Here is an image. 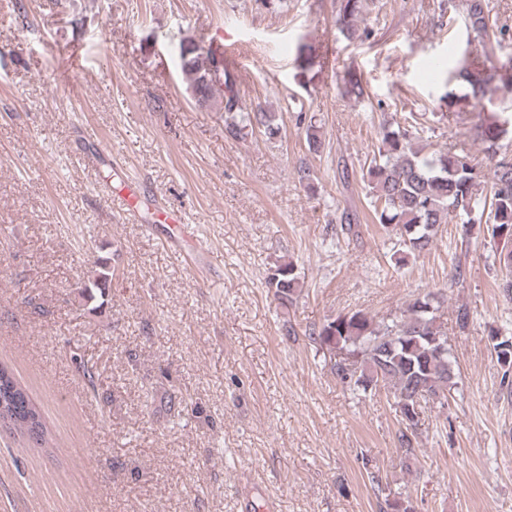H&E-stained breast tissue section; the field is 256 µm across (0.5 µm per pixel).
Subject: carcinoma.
Here are the masks:
<instances>
[{
  "label": "carcinoma",
  "mask_w": 512,
  "mask_h": 512,
  "mask_svg": "<svg viewBox=\"0 0 512 512\" xmlns=\"http://www.w3.org/2000/svg\"><path fill=\"white\" fill-rule=\"evenodd\" d=\"M365 7V0H341L336 25L343 35L352 39L356 23ZM467 27L493 55L509 31L490 16L488 0H465ZM179 66L189 77L188 90L200 106L213 100L217 88H224L221 110L224 112V134L231 139L242 137L248 128L263 127L266 136L279 133L276 115L260 109L243 108L236 88V77L226 64L224 53L203 50L192 41L179 46ZM451 88L446 92L448 104L464 100H490L512 96V59L499 67L489 68L476 60L464 61L448 77ZM308 150L317 154L322 141L316 126L300 117ZM512 137V114L481 124L475 128V138L493 160L488 198H481L478 186L483 170L466 148L453 152L438 148L427 154L416 146L417 135L398 125H384L380 145L362 174L367 183L380 224L392 228L405 256H416L429 249L437 240L441 225L455 222L468 232L475 224H485L492 239L512 240V154L503 150V141ZM499 287L512 294V251L499 252ZM112 274L102 268L95 277L80 283L78 295L84 302L94 299L95 291L108 288ZM269 288L284 308L295 300L299 278L292 263H280L266 277ZM437 296L419 295L408 303L404 314L389 323L377 322L368 313L357 310L327 321L309 335L323 347L333 346L354 357L352 366L334 361L332 370L340 380L364 392L383 388L394 399L395 406H414L418 401L448 399L447 392L455 386L450 351L438 352L447 337L437 325ZM493 349L505 373L512 372V336L492 333ZM19 401L25 411L11 421L10 430L26 436L30 425L41 427L40 443L34 445L47 454L51 432L40 406L28 390L19 385L0 363V401L14 407ZM399 443L406 458L415 456L414 442L418 425L399 419Z\"/></svg>",
  "instance_id": "cac0c4a2"
}]
</instances>
